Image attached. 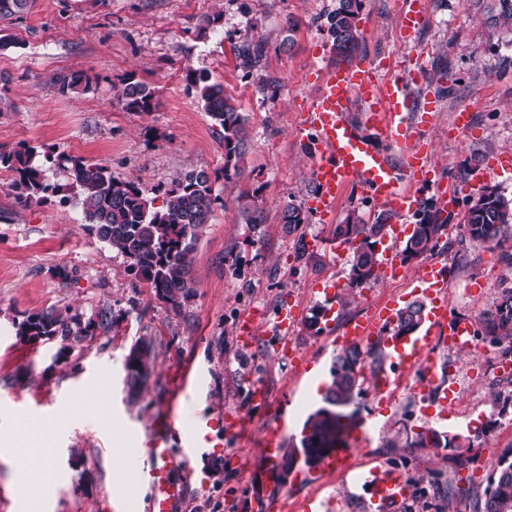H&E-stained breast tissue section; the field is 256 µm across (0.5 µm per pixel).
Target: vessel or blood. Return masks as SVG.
<instances>
[{"instance_id": "vessel-or-blood-1", "label": "vessel or blood", "mask_w": 512, "mask_h": 512, "mask_svg": "<svg viewBox=\"0 0 512 512\" xmlns=\"http://www.w3.org/2000/svg\"><path fill=\"white\" fill-rule=\"evenodd\" d=\"M426 22L421 0H412L409 10L401 15L405 33L412 34ZM428 69L424 59H415L411 67L377 66L362 59L324 69L318 81V92L305 118L311 132L310 145L316 161L311 170L315 187L308 205L325 222L331 221L336 204L345 191L356 188L376 205L391 211L395 217L378 249V271L382 277L406 276L407 266L399 250L410 232L407 223L418 209V192L435 187L436 171L429 160V151L421 143V132L415 129L409 114L412 110L411 90L424 82ZM361 109L363 120L352 118L354 109ZM418 289L427 299V317L423 335L399 343L386 339L389 364L393 376L389 386L404 383L415 366L425 368L427 380L437 375V361L432 353L435 333L447 331L448 343L457 348L469 345L472 323L469 319L448 318V288L451 281L445 270L426 262L417 269ZM323 309L322 329L327 337L340 343H360L380 335L393 323L400 307L393 299L371 309L362 318L344 326L336 324V284L327 282L318 288ZM299 322L295 306L281 304L274 331L279 341H287ZM170 420L161 421L152 431L151 448L146 458L122 454L136 482L147 490L148 512H173L186 493L188 479L193 475L191 459L195 454L192 442H185L179 455H172L167 440ZM284 417H277L263 432V453L259 467L266 476H274L283 446ZM358 453L346 446L331 454L320 465L319 477L353 476L357 483L370 488L378 512H396L409 496L407 479L400 471L386 466H365L355 469ZM181 467L184 476L172 475Z\"/></svg>"}]
</instances>
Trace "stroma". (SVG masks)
<instances>
[{
  "label": "stroma",
  "mask_w": 512,
  "mask_h": 512,
  "mask_svg": "<svg viewBox=\"0 0 512 512\" xmlns=\"http://www.w3.org/2000/svg\"><path fill=\"white\" fill-rule=\"evenodd\" d=\"M423 2L428 21L407 39L400 24L404 0H363L355 19L358 54L394 65L426 54L429 79L413 95L420 102L438 100L427 129L432 164L455 184L493 158L512 154V45L459 0ZM336 5V0H35L22 18L0 23V33L15 42L0 52V146L27 142L102 162L156 197L181 172L225 168L224 141L185 79L190 69L223 84L248 130L235 168L213 185L219 202L196 242L194 293L176 310L88 234L77 201L23 205L10 189V172L0 170V430L27 420L53 422L88 390L104 386L110 392L111 425L88 414L52 435H29L25 448L32 462L40 461L50 443L62 472L40 512H130L115 487L111 448L118 440L136 447L166 416L178 427L170 447H182L195 429L207 431L192 461L190 506L249 512L245 494L262 456L267 420L266 411L249 404L247 386L253 381L267 385L274 404H281L284 394L293 396L284 441L299 445L320 398L310 397L309 381L295 377L288 358L272 360L269 335L244 350L236 334L243 314L269 313L287 300L310 317L316 283L348 282V262L332 260L336 225L351 213L369 219L376 211L353 189L338 201L333 222L312 214L293 234L280 222L286 204L305 205L313 190L305 112L316 88L312 67L337 63L327 23ZM214 14L216 25H206L205 16ZM247 44L262 49L259 66L251 70L239 58ZM73 72L93 76L92 88L60 94L57 78ZM130 77L156 88L152 112L123 108L118 92ZM463 108L471 112L464 139L448 133ZM243 191L257 194L263 224L242 223L235 198ZM300 238L313 259L298 257ZM434 259L451 271L450 314L474 321L496 300L502 279L512 276L498 253L469 241L451 243ZM63 266L73 269L71 281L55 277ZM417 267L409 262V277L393 285L375 279L356 289L348 304L337 306V323L389 299H417L411 278ZM105 305L120 313L111 333H95L69 348L56 339L25 343L16 334L17 323L33 312L70 307L88 315ZM138 336L151 337L157 361L132 405L123 391L124 361ZM287 349L306 355L324 378L337 351L304 324L289 337ZM434 350L439 382L455 394L456 411L433 417L422 413L421 400L395 406L364 393L361 424L350 437L363 460L394 465L398 451L387 442L406 430L432 427L464 435L496 417L493 394L512 382V366L503 365L497 349L452 348L439 335ZM185 368L190 377L180 396L175 385ZM235 412L253 421L247 439L224 434L221 421ZM488 428L472 448L415 449L405 474L439 471L444 483L429 487L427 497L411 495L400 512H437L445 503L450 512H478L493 463L512 448L500 427ZM266 489L279 497L282 512H301L309 496L325 501L326 512H377L369 489L338 477L270 482Z\"/></svg>",
  "instance_id": "35a3bbf8"
}]
</instances>
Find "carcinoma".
Listing matches in <instances>:
<instances>
[{
  "mask_svg": "<svg viewBox=\"0 0 512 512\" xmlns=\"http://www.w3.org/2000/svg\"><path fill=\"white\" fill-rule=\"evenodd\" d=\"M33 0H0V22L20 17L26 13ZM464 5L475 3L484 23L509 37L512 43V0H462ZM362 7V0H338L336 9L328 17V32L333 40V50L341 60L351 58L359 44L355 18ZM189 85L224 139V171L241 156L246 146V119L236 104L224 93V85L210 77L189 70ZM61 94L86 92L92 79L83 73H72L56 80ZM123 107L129 112L148 113L154 108L155 91L147 84L132 78L118 94ZM52 167L67 169L72 188L77 190L85 219V229L120 255L127 270L146 282L158 300L174 309L189 299L194 288L190 275L192 254L199 232L209 223L218 196L212 184L219 173L204 169H191L181 173L166 189L161 205L147 197L135 182L122 180L112 174L104 163H90L81 157L42 150L28 143L10 149H0V169L13 173L10 188L24 204H44L53 197L67 200L63 186L51 183L46 170ZM237 210L245 224L254 227L263 223V210L254 194L242 193L237 197ZM442 210L428 203L423 206L412 234L406 240L402 253L405 261L424 259L435 253L441 236L447 232ZM390 214L380 212L374 221L367 223L352 214L344 224L336 226L335 238L350 246L349 287L358 288L376 278L378 261L376 245L385 236ZM288 233L296 232L306 223L301 207L288 203L280 217ZM461 235L469 241L499 251L500 258L512 264V204L505 201L496 189L483 186L470 199L461 225ZM425 304L421 300L408 303L397 314V322L389 332L393 335L404 330L416 331L425 320ZM117 319L112 308L98 310L89 318L84 314L55 308L32 313L18 324L16 335L25 342L57 338L63 342L77 343L89 333L101 330L107 334ZM483 335L500 348L505 359L512 357V282L501 288L498 298L483 312ZM377 346L364 351L352 344L336 353L330 369V382L326 387L323 405L305 422L301 449L283 448L279 467L292 470L297 458L314 468L323 456L337 445L346 443L355 427L363 395L365 377L361 368L365 358L376 355ZM133 358L125 360V378L129 402L140 398L155 368L156 353L153 341L140 336L129 349ZM485 425L473 435H447L432 427L408 434L405 438L387 442L389 448H471L474 442L486 435ZM480 512H512V452L501 455L493 464L484 490Z\"/></svg>",
  "mask_w": 512,
  "mask_h": 512,
  "instance_id": "obj_1",
  "label": "carcinoma"
}]
</instances>
